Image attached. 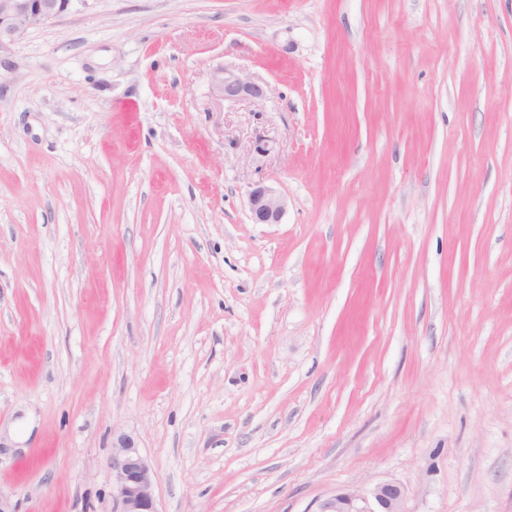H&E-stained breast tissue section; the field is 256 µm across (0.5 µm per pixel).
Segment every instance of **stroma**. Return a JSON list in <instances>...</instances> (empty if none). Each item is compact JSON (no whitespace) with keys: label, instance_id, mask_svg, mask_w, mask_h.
<instances>
[{"label":"stroma","instance_id":"obj_1","mask_svg":"<svg viewBox=\"0 0 512 512\" xmlns=\"http://www.w3.org/2000/svg\"><path fill=\"white\" fill-rule=\"evenodd\" d=\"M123 433L159 512H512V0H72L0 52V493L112 512ZM214 85L224 100H235L248 96L258 97L263 93L262 88L257 84L247 81L238 74L228 73L224 69L217 71ZM249 207L253 223L277 224L284 215L285 202L273 188L258 183L249 192ZM404 489L392 482L375 485L367 493L341 491L327 497L317 512H404Z\"/></svg>","mask_w":512,"mask_h":512}]
</instances>
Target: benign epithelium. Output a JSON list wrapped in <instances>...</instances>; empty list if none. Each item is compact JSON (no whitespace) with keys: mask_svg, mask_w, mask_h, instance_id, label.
Here are the masks:
<instances>
[{"mask_svg":"<svg viewBox=\"0 0 512 512\" xmlns=\"http://www.w3.org/2000/svg\"><path fill=\"white\" fill-rule=\"evenodd\" d=\"M72 0H0V50L26 37L33 29L60 17ZM216 91L226 100L258 97L263 90L238 74L223 69L214 77ZM251 219L255 224H278L285 202L276 191L258 183L249 192ZM112 512H157L154 472L133 436L121 434L113 446ZM404 489L392 482L375 485L367 493L341 491L327 497L318 512H403Z\"/></svg>","mask_w":512,"mask_h":512,"instance_id":"benign-epithelium-1","label":"benign epithelium"}]
</instances>
